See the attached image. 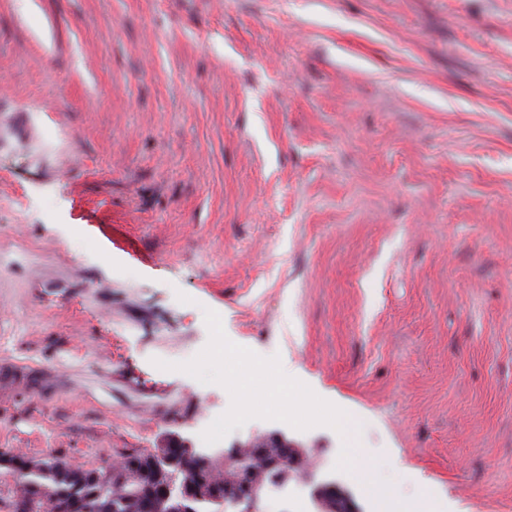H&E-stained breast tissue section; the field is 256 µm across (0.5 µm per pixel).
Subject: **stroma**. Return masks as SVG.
I'll return each mask as SVG.
<instances>
[{"label":"stroma","instance_id":"obj_1","mask_svg":"<svg viewBox=\"0 0 512 512\" xmlns=\"http://www.w3.org/2000/svg\"><path fill=\"white\" fill-rule=\"evenodd\" d=\"M290 380L287 398L272 397ZM0 451L261 405L361 512H512V0H0Z\"/></svg>","mask_w":512,"mask_h":512}]
</instances>
